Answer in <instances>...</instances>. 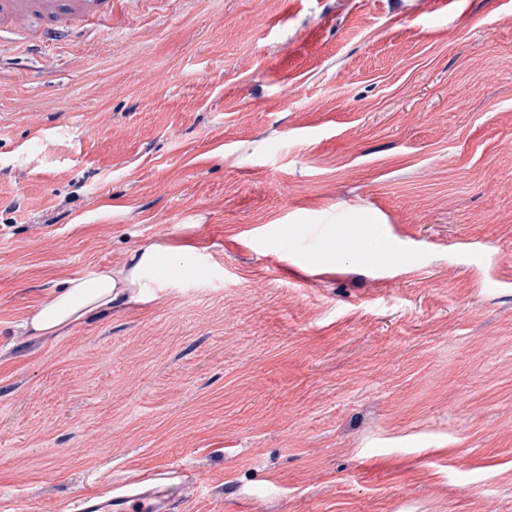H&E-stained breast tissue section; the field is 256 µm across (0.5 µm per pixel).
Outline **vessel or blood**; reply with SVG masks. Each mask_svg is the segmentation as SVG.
Here are the masks:
<instances>
[{
    "label": "vessel or blood",
    "instance_id": "obj_1",
    "mask_svg": "<svg viewBox=\"0 0 512 512\" xmlns=\"http://www.w3.org/2000/svg\"><path fill=\"white\" fill-rule=\"evenodd\" d=\"M64 9L100 28L107 27L112 18V0H0V45L30 49V42L21 40L19 34L33 27L40 29L42 43L60 45L68 32L55 26L54 20ZM371 230L368 224L342 225L339 241L363 262L376 266L384 257L373 249ZM173 477L169 471L128 480L114 488L109 499L97 494L79 498L74 512H171L174 499L169 482Z\"/></svg>",
    "mask_w": 512,
    "mask_h": 512
}]
</instances>
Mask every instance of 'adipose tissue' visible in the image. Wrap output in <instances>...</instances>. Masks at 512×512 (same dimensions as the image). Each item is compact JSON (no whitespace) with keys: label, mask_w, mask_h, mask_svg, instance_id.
<instances>
[{"label":"adipose tissue","mask_w":512,"mask_h":512,"mask_svg":"<svg viewBox=\"0 0 512 512\" xmlns=\"http://www.w3.org/2000/svg\"><path fill=\"white\" fill-rule=\"evenodd\" d=\"M173 253V247L152 245L133 253L129 266L90 270L67 280L25 322V329L36 337L55 336L91 314L135 300L145 276L167 264Z\"/></svg>","instance_id":"1"}]
</instances>
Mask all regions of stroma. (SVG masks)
Instances as JSON below:
<instances>
[{
    "label": "stroma",
    "instance_id": "stroma-1",
    "mask_svg": "<svg viewBox=\"0 0 512 512\" xmlns=\"http://www.w3.org/2000/svg\"><path fill=\"white\" fill-rule=\"evenodd\" d=\"M151 245L141 301L25 335ZM495 278L512 0H112L52 67L2 48L0 512L169 467L181 512H512ZM375 228L380 229L378 236L386 245L385 256L373 250L370 232ZM340 244L347 249L355 251L358 256L368 265L376 266L383 263L385 257H392L394 251L383 233V224H340Z\"/></svg>",
    "mask_w": 512,
    "mask_h": 512
}]
</instances>
